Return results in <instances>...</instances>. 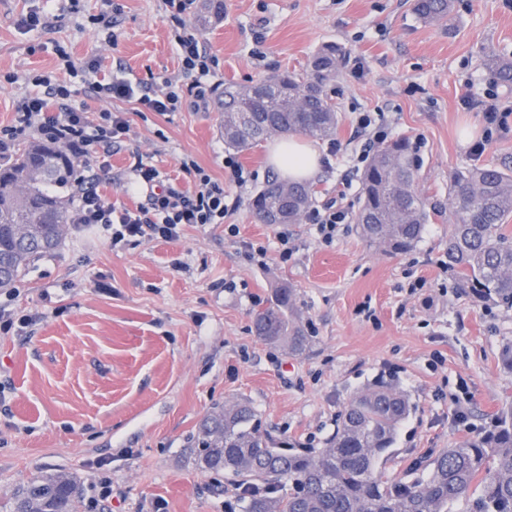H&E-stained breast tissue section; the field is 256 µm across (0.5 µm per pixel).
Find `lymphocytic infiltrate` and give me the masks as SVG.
Listing matches in <instances>:
<instances>
[{
  "label": "lymphocytic infiltrate",
  "mask_w": 512,
  "mask_h": 512,
  "mask_svg": "<svg viewBox=\"0 0 512 512\" xmlns=\"http://www.w3.org/2000/svg\"><path fill=\"white\" fill-rule=\"evenodd\" d=\"M163 2L166 16L174 25V42L182 69L194 78L191 86L184 88L164 78L148 88L141 82L116 76L106 84L86 79L80 93L95 97L105 94L162 115L179 111L188 104L198 105L205 99L207 92L215 87L216 62L207 55L198 35L187 27L196 0ZM32 82L36 91L18 101L14 122L0 138L1 152L9 150L11 140L33 134L88 160L110 156L113 148L128 136L130 123L124 112L105 110L94 115L86 112L74 102L79 92L49 74L33 76ZM182 167L194 173L193 189L162 179L152 166L137 164L136 187L144 193L145 202L133 211L100 193L94 176L78 177L73 190V226H95L109 231L112 242L118 244L145 237L172 241L180 237L186 225L223 223L226 214L236 207L223 185L213 181L195 162H183ZM308 219L319 241L328 245L345 230L351 217L345 207L332 201L312 209Z\"/></svg>",
  "instance_id": "obj_1"
}]
</instances>
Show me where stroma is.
I'll list each match as a JSON object with an SVG mask.
<instances>
[{
  "instance_id": "1",
  "label": "stroma",
  "mask_w": 512,
  "mask_h": 512,
  "mask_svg": "<svg viewBox=\"0 0 512 512\" xmlns=\"http://www.w3.org/2000/svg\"><path fill=\"white\" fill-rule=\"evenodd\" d=\"M38 5L47 27L21 30L20 17ZM197 33L223 85L308 71L323 44H340L348 65L326 87L340 149L332 155L327 141L316 143L314 204L338 198L357 212L362 181L345 190L341 177L363 143L355 116L374 112L391 138L418 144V187L433 215L402 254L370 246L353 223L326 245L300 222L291 227L296 250L280 262L278 225L261 223L252 208L274 177L277 137L235 154L255 174L239 188L225 174L230 152L214 99L162 115L80 97L87 111L121 110L131 124L99 173L104 195L136 208L137 162L187 186L194 178L181 163L192 160L239 197L225 222L238 233L190 224L174 241L115 248L100 230L71 229L30 268L12 305L36 320L0 334V505L33 475L62 470L82 488L79 512H224L234 487L198 470L189 444L208 410L249 402L275 442L320 448L351 396L380 380L412 405L381 470L411 480L512 400V374L498 361L512 339V309L461 293L444 264L449 173L481 162L512 169V123L482 155L471 152L484 135L487 90L512 109V87L485 62L490 52L512 59V0H454L443 27L419 23L412 0H224L223 14ZM61 49L75 72L63 68ZM92 64L101 80L119 69L146 86L160 77L193 81L163 0H0V131L32 91L31 75L50 72L78 88ZM257 246L267 250L260 263L248 258ZM420 279L424 287L415 288ZM282 284L314 336L302 355L266 345L254 330V314Z\"/></svg>"
}]
</instances>
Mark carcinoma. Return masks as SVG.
Segmentation results:
<instances>
[{
  "instance_id": "carcinoma-1",
  "label": "carcinoma",
  "mask_w": 512,
  "mask_h": 512,
  "mask_svg": "<svg viewBox=\"0 0 512 512\" xmlns=\"http://www.w3.org/2000/svg\"><path fill=\"white\" fill-rule=\"evenodd\" d=\"M416 19L444 24L453 0H413ZM346 63L337 43L323 45L304 74H275L249 85L229 83L224 109V143L248 150L282 134L327 139L338 116L326 85ZM498 81L512 85V60L487 54ZM75 158L56 143L28 142L0 155V288H12L34 262L52 253L70 223ZM418 163L409 143L378 146L362 176L363 198L355 220L363 239L387 252L412 249L430 219L418 189ZM453 221L445 258L455 287L476 301L512 309V236L502 224L512 214V171L479 165L449 176ZM310 207L312 192L300 182L273 179L258 193L254 210L282 197ZM257 335L268 345L301 354L312 332L296 315L291 288H280L256 314ZM411 404L395 385L378 382L356 392L336 430L315 450L274 445L246 402L218 405L193 437L194 461L205 473L247 484V497L229 512H450L460 500L469 512H512V404L495 423L456 448L440 452L426 476L412 482L385 481L378 465L395 442ZM79 488L66 472L38 475L17 488L8 512H77Z\"/></svg>"
}]
</instances>
